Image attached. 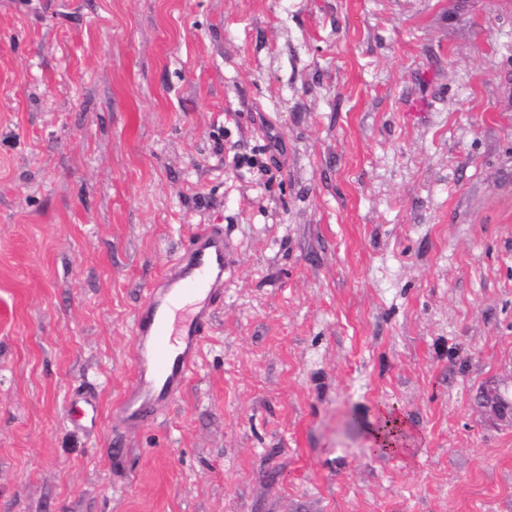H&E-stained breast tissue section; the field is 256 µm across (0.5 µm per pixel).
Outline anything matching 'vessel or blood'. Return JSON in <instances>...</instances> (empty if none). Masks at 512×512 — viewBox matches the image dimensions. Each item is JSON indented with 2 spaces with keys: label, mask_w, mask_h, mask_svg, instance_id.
<instances>
[{
  "label": "vessel or blood",
  "mask_w": 512,
  "mask_h": 512,
  "mask_svg": "<svg viewBox=\"0 0 512 512\" xmlns=\"http://www.w3.org/2000/svg\"><path fill=\"white\" fill-rule=\"evenodd\" d=\"M228 242L218 224H202L147 290L135 314L133 380L120 400L123 419L144 423L174 403L187 388L215 312L224 305ZM82 403L75 427L94 430L99 404L94 392L77 387Z\"/></svg>",
  "instance_id": "vessel-or-blood-1"
}]
</instances>
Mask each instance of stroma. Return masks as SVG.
I'll list each match as a JSON object with an SVG mask.
<instances>
[{
  "label": "stroma",
  "mask_w": 512,
  "mask_h": 512,
  "mask_svg": "<svg viewBox=\"0 0 512 512\" xmlns=\"http://www.w3.org/2000/svg\"><path fill=\"white\" fill-rule=\"evenodd\" d=\"M200 224L224 306L124 423L135 312ZM493 382L512 0H0V512H512ZM382 401L408 453L352 426ZM483 407L491 419L512 426V401L504 398L496 384L483 389ZM77 402L83 404L80 419L69 417L70 422L82 431H93L99 419V404L95 393L85 387H77L71 395L69 406L72 407Z\"/></svg>",
  "instance_id": "1"
}]
</instances>
